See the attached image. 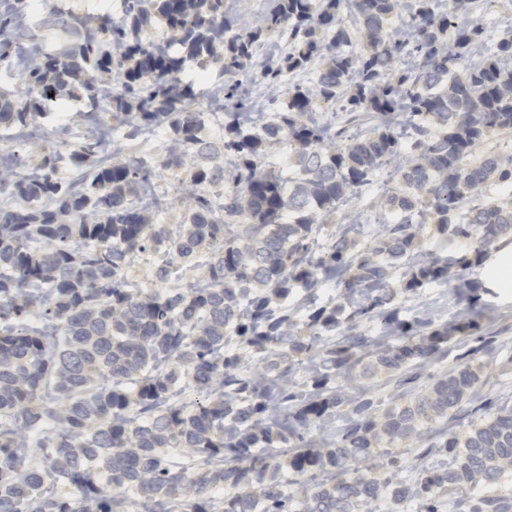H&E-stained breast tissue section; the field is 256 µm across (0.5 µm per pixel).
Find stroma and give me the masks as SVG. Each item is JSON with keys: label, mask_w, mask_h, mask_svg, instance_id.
I'll use <instances>...</instances> for the list:
<instances>
[{"label": "stroma", "mask_w": 512, "mask_h": 512, "mask_svg": "<svg viewBox=\"0 0 512 512\" xmlns=\"http://www.w3.org/2000/svg\"><path fill=\"white\" fill-rule=\"evenodd\" d=\"M47 135L43 138L10 139L8 146L17 152L27 166L36 163L55 150L68 154L82 143L98 139L99 125L83 118L79 105H70L66 116L50 114L42 123ZM396 181L395 167L386 163L379 167L369 186L358 195L347 200L343 206L346 213L361 215L362 223L352 232L355 254H363L369 248V233L382 215V203ZM190 185L188 168L169 169L161 172L157 186L166 204L162 211L149 212L151 223L176 226L182 221L184 209L179 198ZM512 255V243L503 250H490L481 263L471 264L460 277L445 283H428L410 290L406 287L404 272L395 275V295L390 304L400 318L413 321L422 317L431 319L433 327L445 323L462 325V332L448 341L444 355L434 358L422 366L421 377L416 384L404 385L399 375L378 373L363 375L361 366H354L350 376L337 377L335 385L353 400L370 398L380 409L409 401L434 380L446 373L462 356L473 361H487L480 382L476 387L470 405L480 407L485 397L491 396L502 402H512V288L502 287L492 278L493 269L501 253ZM163 254L148 251L141 254L130 272V278L137 287L159 293L170 288H182L191 282L206 278L207 259L198 257L193 265L172 262L167 281H158L155 267L161 264ZM491 336L495 339V351L490 356L477 352V337Z\"/></svg>", "instance_id": "1"}]
</instances>
